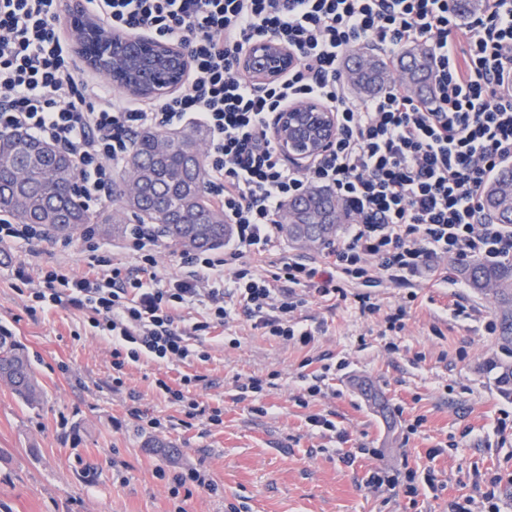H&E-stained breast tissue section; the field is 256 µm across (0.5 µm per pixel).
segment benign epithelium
I'll return each instance as SVG.
<instances>
[{
	"label": "benign epithelium",
	"instance_id": "7a95c632",
	"mask_svg": "<svg viewBox=\"0 0 512 512\" xmlns=\"http://www.w3.org/2000/svg\"><path fill=\"white\" fill-rule=\"evenodd\" d=\"M84 23L85 32L79 35L74 50L91 69L101 71L92 55L109 50L145 67L139 85H129L120 80L119 85L127 92L137 96L162 97L179 89L187 68V54L182 46L140 35L112 33L99 22L87 18ZM293 64L294 58L288 47L271 39L253 42L240 59L241 68L262 83L281 80ZM272 134L280 152L289 161L306 166L323 155L332 144L336 118L315 100L292 103L278 111Z\"/></svg>",
	"mask_w": 512,
	"mask_h": 512
}]
</instances>
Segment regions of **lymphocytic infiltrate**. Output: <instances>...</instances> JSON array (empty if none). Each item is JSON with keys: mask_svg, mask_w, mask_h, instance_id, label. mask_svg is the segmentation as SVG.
Segmentation results:
<instances>
[{"mask_svg": "<svg viewBox=\"0 0 512 512\" xmlns=\"http://www.w3.org/2000/svg\"><path fill=\"white\" fill-rule=\"evenodd\" d=\"M459 13L455 0H85L108 30H146L182 44L191 59L175 96L142 102L113 95L86 75L60 31L58 0H0V132L24 131L68 151L80 193L98 202L144 129L206 131L208 188L232 235L223 252L185 254L181 274L163 277L160 236L131 225L122 251L99 253L85 239L88 269L42 266L23 277L29 312L71 308L87 314L110 341L112 390L143 359L191 365L208 360L203 336L243 315L252 330L283 344L309 346L315 328L296 310L295 288L325 303L354 300L360 316L382 315L405 328L407 305L384 309L375 287L450 282L445 259L512 261V227L489 221L482 192L512 161V0H481ZM288 46L295 66L277 84L260 85L238 59L251 42ZM422 44L431 55L428 93L410 89L400 55ZM377 50L385 87L355 98L343 61L356 47ZM307 99L336 114V139L307 167L289 164L271 127L279 109ZM328 190L344 208L341 240L304 258L282 249V217L293 198ZM266 258L272 274L261 273ZM358 294H349V287ZM198 374L155 389L181 415L223 422L193 389ZM171 498L218 484L205 471L157 469Z\"/></svg>", "mask_w": 512, "mask_h": 512, "instance_id": "1", "label": "lymphocytic infiltrate"}]
</instances>
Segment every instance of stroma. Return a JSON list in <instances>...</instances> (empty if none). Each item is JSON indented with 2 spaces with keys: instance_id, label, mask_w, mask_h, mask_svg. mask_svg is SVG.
Segmentation results:
<instances>
[{
  "instance_id": "obj_1",
  "label": "stroma",
  "mask_w": 512,
  "mask_h": 512,
  "mask_svg": "<svg viewBox=\"0 0 512 512\" xmlns=\"http://www.w3.org/2000/svg\"><path fill=\"white\" fill-rule=\"evenodd\" d=\"M84 237L59 249L55 237L0 245V327L26 347L41 382L40 406L31 408L0 385V512H174L176 506L156 468L206 470L220 495L193 492L186 512H456L479 499L478 480L501 477L500 512H512V441L494 432L512 396L497 382L499 366L512 363L499 333V302L472 288L451 265L454 285L416 288L406 328L395 352L385 350L379 319L364 320L350 302L330 310L305 298L299 314L325 321L326 330L306 347L267 340L238 320L220 335L203 337L209 361L192 367L141 361L130 365L126 390L112 392L111 345L86 318L68 308L30 314L18 289V270L59 261L82 272ZM322 357L347 366L324 395L298 406L302 363ZM193 372L207 384L205 404L222 405L223 422L206 418L192 428L154 431L129 413L128 391L161 420L176 411L157 395L155 381ZM274 376L262 395L235 400V384ZM264 413H255V406ZM330 415L349 435L346 444L309 429L308 415ZM420 420L416 434L405 425ZM448 451L427 460L435 445ZM355 452L346 465L344 452ZM434 468L443 491L372 492V474L404 478L407 469Z\"/></svg>"
}]
</instances>
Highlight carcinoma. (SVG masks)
Segmentation results:
<instances>
[{"label":"carcinoma","mask_w":512,"mask_h":512,"mask_svg":"<svg viewBox=\"0 0 512 512\" xmlns=\"http://www.w3.org/2000/svg\"><path fill=\"white\" fill-rule=\"evenodd\" d=\"M363 62L347 64L345 78L359 94L376 92L386 79L377 56L360 55ZM404 76L420 85L429 80L431 61L425 51L404 53ZM129 161L139 164V190L135 196L116 188L122 213L148 221L168 242L183 251L219 248L229 235L224 212L209 199L204 152L195 134L141 131ZM22 167L18 183L14 171ZM76 170L71 155L61 149L43 150V141L24 132L0 133V212L19 224H39L52 234L72 238L89 225L103 235H116L126 225L106 209L91 214L74 188ZM484 209L490 219L512 224V168L502 172L483 190ZM338 203L331 194L313 191L288 203V238L303 245H322L336 237L332 221ZM473 288L488 290L500 300L504 325L503 347L512 350V262H472L460 270ZM0 382L25 405L36 407L43 391L23 345L0 331Z\"/></svg>","instance_id":"obj_1"}]
</instances>
